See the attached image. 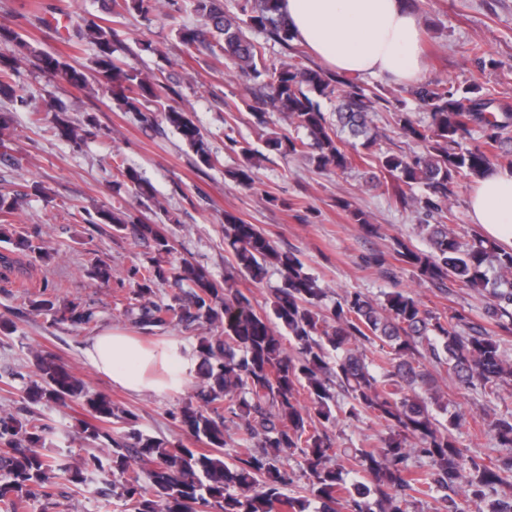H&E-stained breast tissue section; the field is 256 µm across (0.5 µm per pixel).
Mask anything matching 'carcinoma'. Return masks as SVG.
<instances>
[{
	"label": "carcinoma",
	"mask_w": 512,
	"mask_h": 512,
	"mask_svg": "<svg viewBox=\"0 0 512 512\" xmlns=\"http://www.w3.org/2000/svg\"><path fill=\"white\" fill-rule=\"evenodd\" d=\"M160 0H125V9L145 21L155 15ZM190 11L203 25L180 29L187 52L220 50L224 60L256 82L251 92L263 108L253 110L259 125L276 112L303 128L306 139L271 136L266 146L286 157L301 155L314 168L344 172L353 165L339 131L371 142L378 136L369 114L384 100L381 89H368L303 63L305 51L292 44L280 0H189ZM260 34L258 40L254 34ZM83 34L95 46L94 64L118 85V101L127 112L149 125L174 128L194 153L195 166L210 167L213 155L198 126L180 109L159 111L155 83L142 70L114 58L119 31L103 18H83ZM281 46L283 57L268 55L267 43ZM44 72L76 87L86 86L83 71L62 56L42 54L22 34L0 25V102L24 107L29 96L15 79L17 64L29 58ZM407 93L428 111V121H414L404 103L396 106L395 123L402 133L420 143L411 155L385 153L378 157L379 172L399 188L393 195L403 209L416 204L426 216L418 225L429 244L415 251L396 243V260L412 268L422 281L442 291L448 285L485 288L489 301L485 317L505 332L512 331V249L482 236L462 243L450 225L448 186L461 175L483 176L508 144H512V112L493 111V92L476 86L420 84ZM338 102L336 121L321 110L318 99ZM56 112L54 130L74 145L80 128L62 118L65 103L49 101ZM238 167L230 176L244 187L253 184L256 151L233 141ZM124 185L140 195L151 191L136 171H121ZM422 185L428 194L405 193ZM23 196L0 186V215L12 214ZM90 224H109L124 230L128 221L121 206L96 211ZM136 233L149 238L158 254H170L169 238L157 224L141 223ZM224 241L234 264L218 283L202 267L188 261L164 269L160 265H131L126 271L130 296L124 312L142 330L167 329L180 324L206 323L213 333L202 338L197 375L201 381L175 417L180 427L203 443L200 453L180 443L143 435L137 416L90 392L71 370L50 357L38 359L36 372L25 382L23 399L32 404L67 407L83 402L93 421L83 423V453L57 457L42 452L52 427L32 411L24 419L0 408V512H20L45 506L57 496L64 481L84 493L94 491L120 503L122 512H410L420 496L443 492L444 512H512V415L490 423L496 446L506 453L485 460L467 453L460 441V417L440 421L430 410L440 392L432 389L425 400L416 388L427 384L421 360L448 365L461 391H479L499 397L512 379V356L501 340L482 328L462 327L466 316H441L403 291L387 294L375 304L359 292H349L331 309L323 302L326 289L303 270L295 253L281 251L254 224L224 214ZM274 268L282 278L272 301L274 318L256 312L251 299L236 287L239 275L262 281ZM171 276L187 290L166 303L153 300L155 282ZM36 315L52 314V323L84 331L95 320L93 308L74 301L59 302L42 291L25 293ZM380 342V366L367 356V346ZM336 352L334 363L328 351ZM305 390L311 407L299 400ZM348 417L372 414L386 424L388 435L375 448H356L358 468L347 470L339 458L349 449L337 448L327 426L336 411ZM238 420L241 436L259 438L257 448L236 446L227 451L224 414ZM299 453L307 478L304 494L290 495L294 474L283 463ZM468 495L457 501L461 487ZM508 490L485 505L484 488Z\"/></svg>",
	"instance_id": "obj_1"
}]
</instances>
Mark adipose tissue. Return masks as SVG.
Segmentation results:
<instances>
[{
    "label": "adipose tissue",
    "instance_id": "1",
    "mask_svg": "<svg viewBox=\"0 0 512 512\" xmlns=\"http://www.w3.org/2000/svg\"><path fill=\"white\" fill-rule=\"evenodd\" d=\"M281 10L295 39L338 74L378 75L402 84L424 75L422 25L407 0H281ZM468 204L473 223L511 249L512 170L495 169L477 179ZM82 354L98 374L138 394L179 393L198 364L178 342H146L116 329L92 337Z\"/></svg>",
    "mask_w": 512,
    "mask_h": 512
}]
</instances>
